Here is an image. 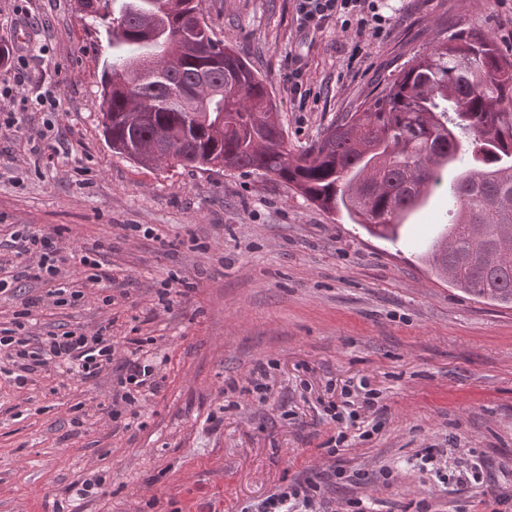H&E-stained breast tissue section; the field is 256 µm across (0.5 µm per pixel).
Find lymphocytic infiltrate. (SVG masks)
<instances>
[{"mask_svg": "<svg viewBox=\"0 0 512 512\" xmlns=\"http://www.w3.org/2000/svg\"><path fill=\"white\" fill-rule=\"evenodd\" d=\"M379 0H294L298 29L317 33L338 23L356 36L379 38L386 30L387 16L379 11ZM16 258L32 257L36 263L33 277L46 284L45 293L24 298L17 315L28 318L42 309L45 302L58 306H75L81 302L89 286L105 279L98 263L89 256L80 262L90 273L84 282L57 286L62 258L51 232H36L22 227L10 236ZM117 344L103 331L93 334L67 331L35 338L14 335L12 330L0 331V353L6 357V372L17 386H25L30 375L57 368L62 373L89 381L107 369ZM154 356L142 347L130 349L122 365L118 388L112 394V419L136 413L140 403L157 395L163 380ZM245 512H330L322 485L315 478L296 479L278 488L267 497L246 507Z\"/></svg>", "mask_w": 512, "mask_h": 512, "instance_id": "lymphocytic-infiltrate-1", "label": "lymphocytic infiltrate"}]
</instances>
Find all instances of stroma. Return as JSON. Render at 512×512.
<instances>
[{"mask_svg": "<svg viewBox=\"0 0 512 512\" xmlns=\"http://www.w3.org/2000/svg\"><path fill=\"white\" fill-rule=\"evenodd\" d=\"M384 7L383 36L354 58L340 27L301 37L293 0L202 2L217 36L266 80L296 155L441 31L512 49V7L496 0ZM0 45L19 59L28 96L62 101L56 114L16 110L15 128L0 132V255L13 225L55 229L63 281L84 280L88 251L108 275L79 305H45L25 334L106 325L121 344L156 338L167 356L163 389L127 428L109 417L115 371L81 382L51 369L22 388L0 374V512H243L335 466L368 479L329 487L334 512L355 498L371 512H491L490 489L512 486V306L460 292L423 259L451 220L457 167L386 241L271 175L150 169L115 153L101 125L106 36L77 0H0ZM294 57L302 102L288 92ZM5 274L2 330L38 288L24 261ZM171 279L164 306L158 290ZM116 287L126 299L106 303ZM262 369L263 404L246 391ZM362 382L379 391L384 426L367 439L348 429L329 455L338 425L323 405ZM440 443L441 473L420 469L421 448ZM468 459L483 475L461 485L456 463ZM384 465L387 485L374 478ZM92 475L104 495L78 496Z\"/></svg>", "mask_w": 512, "mask_h": 512, "instance_id": "stroma-1", "label": "stroma"}]
</instances>
